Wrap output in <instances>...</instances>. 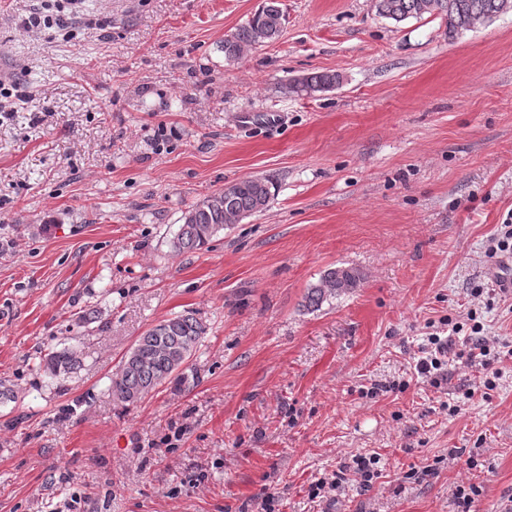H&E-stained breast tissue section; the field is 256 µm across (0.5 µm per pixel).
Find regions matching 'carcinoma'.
<instances>
[{
	"instance_id": "1",
	"label": "carcinoma",
	"mask_w": 512,
	"mask_h": 512,
	"mask_svg": "<svg viewBox=\"0 0 512 512\" xmlns=\"http://www.w3.org/2000/svg\"><path fill=\"white\" fill-rule=\"evenodd\" d=\"M379 16L397 23L409 18L435 16L445 22L448 39L477 25L512 11V0H375ZM286 22L279 0H265L253 18L224 39L221 50L227 62L239 60L245 49L277 40ZM339 76L312 73L295 80L301 91L318 93L333 88ZM272 181L250 177L224 185V189L190 206L171 240L176 253L193 252L206 246L220 232L265 210L271 199ZM363 280L353 266H336L324 272L319 283L308 288L303 307L314 311L332 299L352 292ZM206 327L186 312L158 321L139 337L112 373L109 390L112 400L129 406L166 383L182 388L185 373ZM82 363V353L73 347L51 351L40 358L38 368L51 378L66 376Z\"/></svg>"
}]
</instances>
